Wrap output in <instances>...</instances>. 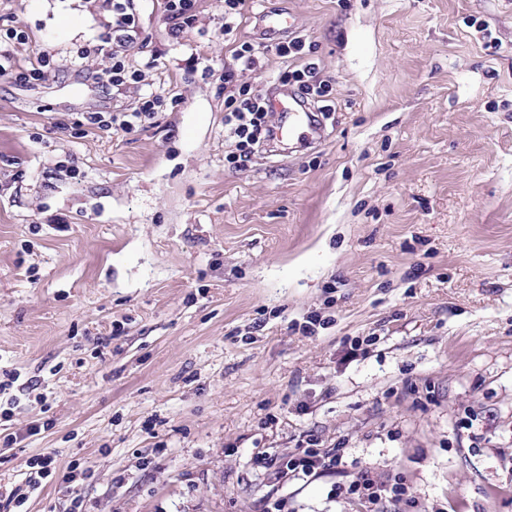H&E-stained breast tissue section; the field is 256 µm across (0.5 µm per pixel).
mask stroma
<instances>
[{"label": "stroma", "mask_w": 512, "mask_h": 512, "mask_svg": "<svg viewBox=\"0 0 512 512\" xmlns=\"http://www.w3.org/2000/svg\"><path fill=\"white\" fill-rule=\"evenodd\" d=\"M134 8L142 77L105 92L77 56L105 0H0L17 66L52 58L0 77V489L49 453L22 512H366L337 493L363 469L415 492L388 512H512V0H247L230 37L198 0L178 40ZM281 11L333 111L232 169L225 69L263 92L305 61ZM150 91L133 130L85 125ZM310 442L343 465L256 463ZM343 450L339 448L321 449L304 448L298 455L280 457L262 454L257 462L274 476L275 480L286 482L290 478L319 477L323 473L336 471L343 463ZM55 470V459L51 454L39 455L30 463L26 484L32 490H37L42 486L43 481L50 477Z\"/></svg>", "instance_id": "35a3bbf8"}]
</instances>
